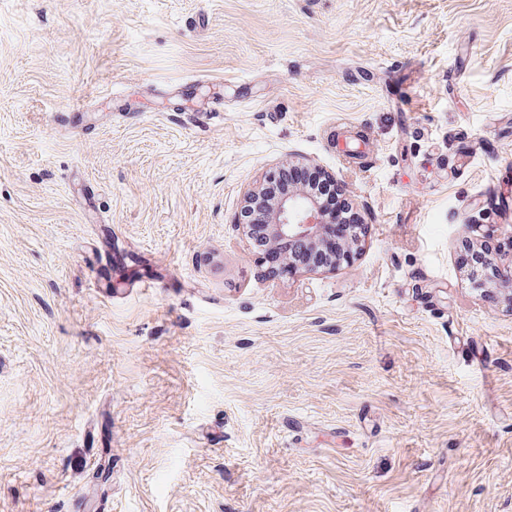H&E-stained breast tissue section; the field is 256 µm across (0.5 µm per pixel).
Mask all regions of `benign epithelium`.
Returning <instances> with one entry per match:
<instances>
[{
    "label": "benign epithelium",
    "mask_w": 512,
    "mask_h": 512,
    "mask_svg": "<svg viewBox=\"0 0 512 512\" xmlns=\"http://www.w3.org/2000/svg\"><path fill=\"white\" fill-rule=\"evenodd\" d=\"M244 206L255 207L268 216L267 241L271 248L291 241H301L319 254V261L306 266L308 272L336 268L340 255L350 257L353 242L346 241L333 248L326 239L325 228L330 221L301 186H295L277 198H269L259 184L249 189L244 197Z\"/></svg>",
    "instance_id": "obj_1"
}]
</instances>
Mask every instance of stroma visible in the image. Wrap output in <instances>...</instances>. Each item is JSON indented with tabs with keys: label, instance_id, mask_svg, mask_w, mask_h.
I'll return each mask as SVG.
<instances>
[{
	"label": "stroma",
	"instance_id": "stroma-1",
	"mask_svg": "<svg viewBox=\"0 0 512 512\" xmlns=\"http://www.w3.org/2000/svg\"><path fill=\"white\" fill-rule=\"evenodd\" d=\"M286 163L351 263L259 264ZM509 163L512 0H0V512H512ZM510 248L512 249V239L509 241L501 239L496 235L494 229H488L480 249L477 251L465 250L459 255V261L465 267L476 269V272L478 270L482 271L485 268V262L489 255L493 252L496 254H506Z\"/></svg>",
	"mask_w": 512,
	"mask_h": 512
}]
</instances>
